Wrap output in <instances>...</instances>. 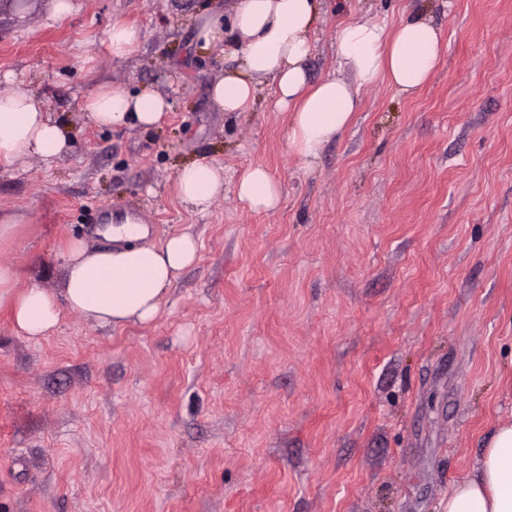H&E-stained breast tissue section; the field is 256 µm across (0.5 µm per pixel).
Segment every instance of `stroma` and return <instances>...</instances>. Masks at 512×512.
Segmentation results:
<instances>
[{
    "mask_svg": "<svg viewBox=\"0 0 512 512\" xmlns=\"http://www.w3.org/2000/svg\"><path fill=\"white\" fill-rule=\"evenodd\" d=\"M0 0V94H37L69 152L0 168V512H445L498 426L512 422V0H320L310 81L337 73L346 20L440 28L411 96L356 88L359 112L311 164L264 86L249 111L210 96L233 62L199 17L229 0ZM137 27L113 57L112 23ZM171 100L153 128L83 110L100 85ZM224 188L204 213L176 175L199 160ZM264 166L281 201L236 185ZM142 212L151 241L198 240L160 317L121 330L63 312L19 334L14 291L64 288L77 239ZM240 201L249 209L268 211L275 209L280 201V187L262 166L247 169L237 184Z\"/></svg>",
    "mask_w": 512,
    "mask_h": 512,
    "instance_id": "1",
    "label": "stroma"
}]
</instances>
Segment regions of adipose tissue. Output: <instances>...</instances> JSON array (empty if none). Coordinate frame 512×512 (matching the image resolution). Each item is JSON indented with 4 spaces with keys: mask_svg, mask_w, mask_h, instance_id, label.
Returning a JSON list of instances; mask_svg holds the SVG:
<instances>
[{
    "mask_svg": "<svg viewBox=\"0 0 512 512\" xmlns=\"http://www.w3.org/2000/svg\"><path fill=\"white\" fill-rule=\"evenodd\" d=\"M318 9L319 0H232L227 13L204 16L198 33L206 46L238 61L212 86L215 104L226 112L246 111L260 87L272 83L276 108L291 114L288 144L305 161L343 132L359 107L344 80L308 78L305 63L314 49ZM442 47L440 30L419 14L392 28L353 20L336 34L338 64L352 70L360 85L385 82L403 94L427 83ZM168 108V101L152 91L103 87L86 99L83 110L98 126L122 129L160 124ZM68 150L62 122L49 117L36 95L23 90L0 95V166L29 155L53 163ZM176 183L181 201L203 213L221 192L224 177L212 163L196 161L177 173ZM237 193L255 211L275 209L281 195L260 166L243 173ZM147 235V226L125 222L105 229L108 246L93 249L73 241L63 294L36 287L20 293L12 303L17 331L31 339L45 337L65 311L114 329L155 321L179 272L196 262L198 244L188 233L156 243ZM447 512H512V423L496 429L471 473L455 484Z\"/></svg>",
    "mask_w": 512,
    "mask_h": 512,
    "instance_id": "adipose-tissue-1",
    "label": "adipose tissue"
}]
</instances>
